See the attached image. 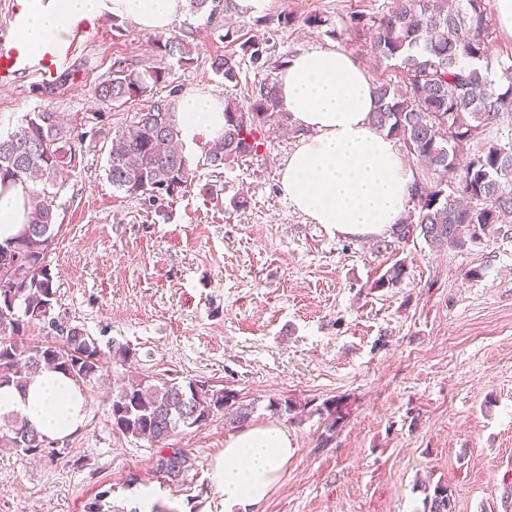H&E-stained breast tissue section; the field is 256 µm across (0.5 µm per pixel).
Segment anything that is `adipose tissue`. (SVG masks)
<instances>
[{"label": "adipose tissue", "mask_w": 512, "mask_h": 512, "mask_svg": "<svg viewBox=\"0 0 512 512\" xmlns=\"http://www.w3.org/2000/svg\"><path fill=\"white\" fill-rule=\"evenodd\" d=\"M187 0H26L18 38L38 50L58 42L72 25L104 14L132 21L149 33L168 30ZM278 101L295 123L309 129L279 175L283 194L312 223L370 238L399 223L411 171L394 139L370 122L375 84L343 49L293 55L279 76ZM186 149L215 136L224 126V103L209 93L190 92L179 101ZM28 185L0 183V243L18 235L28 220ZM17 412L46 438L78 432L85 399L56 371L33 376L25 391L0 388V414ZM294 445L286 428L255 424L227 436L212 479L224 496V512H257L281 481Z\"/></svg>", "instance_id": "ef3b65f1"}]
</instances>
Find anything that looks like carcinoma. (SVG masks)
Listing matches in <instances>:
<instances>
[{
  "instance_id": "cac0c4a2",
  "label": "carcinoma",
  "mask_w": 512,
  "mask_h": 512,
  "mask_svg": "<svg viewBox=\"0 0 512 512\" xmlns=\"http://www.w3.org/2000/svg\"><path fill=\"white\" fill-rule=\"evenodd\" d=\"M189 13L208 20L224 15V0H188ZM353 26L368 37L373 58L394 63L397 82L375 83L371 122L423 167L411 185L417 222L396 227L400 242L418 235L433 251L463 248L499 234L512 224V137L490 138L487 129L512 127V66L495 52L496 22L488 0H399L395 9ZM196 30L155 43L157 65L142 70L124 60L94 87L103 105L122 106L148 96L167 81L164 61L191 57ZM212 70L228 82L238 77L235 53L211 58ZM181 90L152 102L126 129L115 132L106 174L112 187L128 197L156 203L174 198L194 171L185 155L175 110ZM277 86L263 84L248 100L224 101V128L204 145L213 168L258 153L262 135L277 114ZM77 141L60 115L49 108L28 112L21 123L0 135V179L36 187L29 194L30 217L13 242L0 244V387L22 390L41 368L62 371L74 383L100 380L108 361L128 363L129 347L112 343L103 350L84 329L67 324L62 337L53 329L57 302L48 260L61 225L55 198L76 169ZM444 173L446 182L428 178ZM406 265L396 262L372 284H399ZM240 427L253 408L231 389L205 381L173 382L129 374L112 394V426L124 436L146 439L156 448V471L176 481L189 468L181 449L169 457L167 441L179 428L201 427L218 413ZM47 438L19 414L0 416V448L23 455L44 451ZM427 512H455L452 491L438 483L426 492Z\"/></svg>"
}]
</instances>
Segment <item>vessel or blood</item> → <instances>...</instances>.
<instances>
[{"instance_id":"obj_1","label":"vessel or blood","mask_w":512,"mask_h":512,"mask_svg":"<svg viewBox=\"0 0 512 512\" xmlns=\"http://www.w3.org/2000/svg\"><path fill=\"white\" fill-rule=\"evenodd\" d=\"M24 20L19 0H13L8 19L0 24V84L9 85L31 74L43 81H52L59 68L69 58L74 44L84 33L83 25H75L67 40L34 55L22 49L16 33Z\"/></svg>"}]
</instances>
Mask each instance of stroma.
Returning a JSON list of instances; mask_svg holds the SVG:
<instances>
[{
  "label": "stroma",
  "instance_id": "stroma-1",
  "mask_svg": "<svg viewBox=\"0 0 512 512\" xmlns=\"http://www.w3.org/2000/svg\"><path fill=\"white\" fill-rule=\"evenodd\" d=\"M396 0H268L259 15L237 9L201 29L193 61L168 60L171 87L250 97L277 82L301 51L345 49L373 81L396 79L376 62L352 15H379ZM321 17V26L306 24ZM264 44V66L243 61L237 82L213 57ZM155 34L104 16L61 67V80L30 76L0 86V132L48 107L82 137L78 163L56 199L62 229L49 255L55 312L100 345H128L131 365L82 384L86 423L32 460L0 449V512H85L97 493L133 512L152 488L171 512H224L210 479L231 432L223 416L179 430L168 444L192 465L177 481L155 470L147 441L112 428V390L128 372L200 380L253 404L252 423L286 427L295 451L262 512H424V486L449 484L455 512H512V233L465 249L432 251L347 236L313 224L284 197L278 176L299 142L288 119L258 154L214 169L194 152L196 177L163 208L116 191L105 167L116 130L149 99L103 109L93 88L114 59L157 64ZM244 197L241 207L232 206ZM407 274L373 283L395 261ZM478 277H469V270ZM342 401L332 421L318 408ZM296 412H275L273 400Z\"/></svg>",
  "mask_w": 512,
  "mask_h": 512
}]
</instances>
